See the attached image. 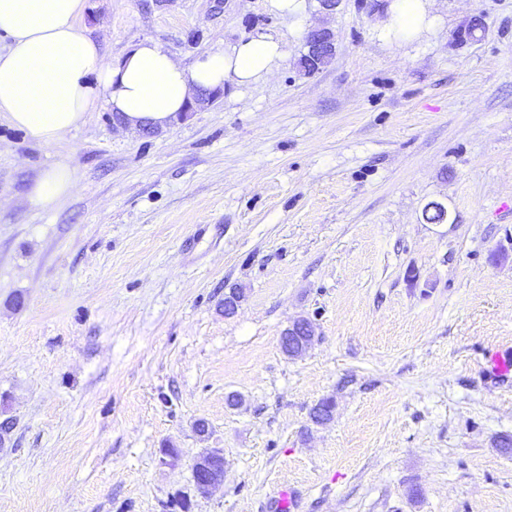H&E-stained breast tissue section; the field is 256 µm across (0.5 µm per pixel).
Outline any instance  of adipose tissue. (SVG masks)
Segmentation results:
<instances>
[{
    "mask_svg": "<svg viewBox=\"0 0 512 512\" xmlns=\"http://www.w3.org/2000/svg\"><path fill=\"white\" fill-rule=\"evenodd\" d=\"M431 0H391L386 32L409 40L429 28ZM84 0H0V112L45 146H52L106 105L126 129H167L198 93L248 86L273 75L285 58L278 36L263 32L183 64L145 39L112 58L81 29ZM77 184L62 162L34 181L29 198L47 207Z\"/></svg>",
    "mask_w": 512,
    "mask_h": 512,
    "instance_id": "obj_1",
    "label": "adipose tissue"
}]
</instances>
